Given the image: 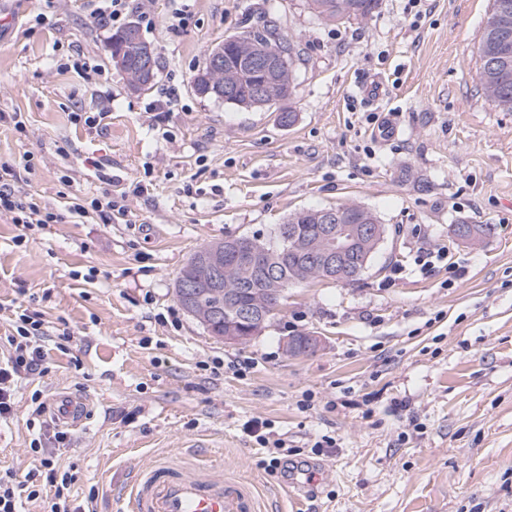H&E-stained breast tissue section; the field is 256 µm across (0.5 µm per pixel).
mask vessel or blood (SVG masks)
Instances as JSON below:
<instances>
[{
	"instance_id": "obj_1",
	"label": "vessel or blood",
	"mask_w": 512,
	"mask_h": 512,
	"mask_svg": "<svg viewBox=\"0 0 512 512\" xmlns=\"http://www.w3.org/2000/svg\"><path fill=\"white\" fill-rule=\"evenodd\" d=\"M57 421L78 424L86 418L84 402L61 399ZM120 512H254L251 489L211 465L190 470L173 457H161L125 485Z\"/></svg>"
}]
</instances>
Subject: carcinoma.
Segmentation results:
<instances>
[{
    "mask_svg": "<svg viewBox=\"0 0 512 512\" xmlns=\"http://www.w3.org/2000/svg\"><path fill=\"white\" fill-rule=\"evenodd\" d=\"M311 13L322 23L342 24L367 21L379 6V0H307ZM126 28H121L110 36L112 54L123 53L126 58H133L134 48L124 44ZM237 35L241 43L224 45V66L209 72L214 86L232 84L238 87L237 96L225 100V103L240 109H249L250 90L253 85L261 83L265 75L254 68L244 65L241 57L248 55V40L264 41L278 52L284 54V64L280 65L276 78L283 79L287 91L276 96L271 106L281 105L291 100L295 90V65L299 60L298 42L292 36L280 32L271 24L248 25L241 28ZM478 82L480 90L490 89L496 93L493 104L502 112H512V0H493L492 13L489 16L478 46ZM315 216L308 209L292 212L281 224L270 228L263 239H256V258L281 259V272L288 279L309 280L304 272L299 257L298 242L312 237ZM207 247L196 250L180 270L175 288L189 279L194 284L196 303L200 308H207L224 302V297L213 291L214 279H219L221 287H237L239 273L233 271L232 263L224 262L217 269L208 263ZM373 253L368 242L354 244L348 254V274L350 282L361 280L364 266L371 263Z\"/></svg>",
    "mask_w": 512,
    "mask_h": 512,
    "instance_id": "cac0c4a2",
    "label": "carcinoma"
}]
</instances>
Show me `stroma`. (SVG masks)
<instances>
[{"label": "stroma", "mask_w": 512, "mask_h": 512, "mask_svg": "<svg viewBox=\"0 0 512 512\" xmlns=\"http://www.w3.org/2000/svg\"><path fill=\"white\" fill-rule=\"evenodd\" d=\"M132 6L160 62L141 93L88 0H0V112L26 124L0 125V160L28 156L21 191L59 216L33 229L0 218V336L28 308L53 338L0 425V470L33 466V392H65L89 416L59 451L75 476L64 512H115L161 454L223 468L252 487L256 512H512V112L483 96L476 54L492 0H380L363 25L322 24L306 0ZM179 9L186 23L170 28ZM266 20L301 53L287 126L192 88L212 46ZM77 58L108 83L70 69ZM376 76L381 107L357 94ZM385 106L400 129L390 141ZM66 191L124 196L127 212L78 217ZM351 203L387 228L359 282L290 284L238 345L180 306L177 274L200 247ZM459 221L497 231L467 246L450 232ZM427 248L447 260L423 266ZM303 333L318 348L289 355ZM255 426L284 440L285 469L266 470Z\"/></svg>", "instance_id": "35a3bbf8"}]
</instances>
